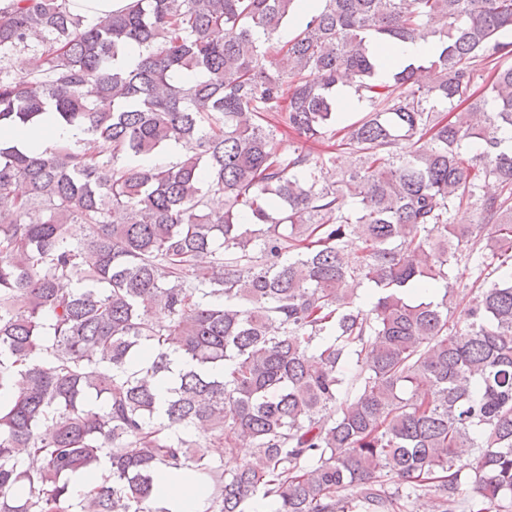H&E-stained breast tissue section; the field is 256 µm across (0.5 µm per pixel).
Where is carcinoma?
Returning <instances> with one entry per match:
<instances>
[{
	"mask_svg": "<svg viewBox=\"0 0 512 512\" xmlns=\"http://www.w3.org/2000/svg\"><path fill=\"white\" fill-rule=\"evenodd\" d=\"M299 7L0 3V59L39 48L0 126L92 136L0 143V512H170L160 473L202 512H458L466 479L512 512V0H318L284 41ZM384 42L429 54L378 81ZM134 0H69L70 10L92 22L99 16L127 8ZM91 137L82 128L69 125H37L24 128H0V143L17 144L38 152L51 150L58 143L80 144ZM155 493L170 512L199 511L200 493L190 482L162 476L156 480Z\"/></svg>",
	"mask_w": 512,
	"mask_h": 512,
	"instance_id": "cac0c4a2",
	"label": "carcinoma"
}]
</instances>
